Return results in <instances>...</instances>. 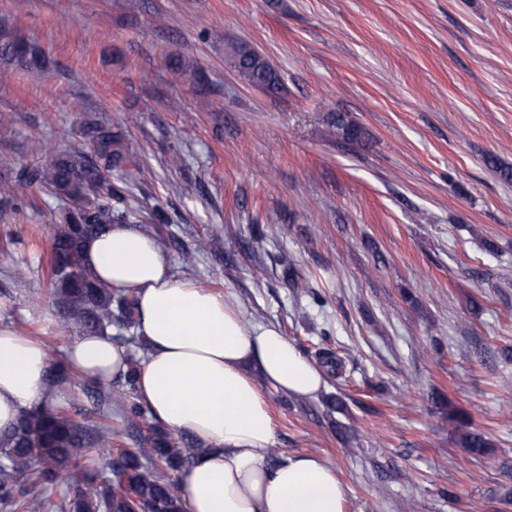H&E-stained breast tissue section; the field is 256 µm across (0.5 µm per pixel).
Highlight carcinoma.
<instances>
[{
  "mask_svg": "<svg viewBox=\"0 0 512 512\" xmlns=\"http://www.w3.org/2000/svg\"><path fill=\"white\" fill-rule=\"evenodd\" d=\"M225 56L231 66L258 89L277 93L278 73L244 44H234ZM21 64L42 68V53L8 30H0V65ZM176 73L194 80L200 74L194 60L182 54L168 58ZM332 126L344 140L361 143L364 129L342 112ZM84 131L92 154L64 151L41 167L18 172L0 182V198L17 209L35 204L33 192L44 191L63 202L62 207L41 212L53 232V300L60 317L85 333H103L115 327L114 341L126 349L128 373L114 392L105 383L90 380L84 390L87 402L97 408L103 396L112 397L119 415L135 432L134 447L118 448L112 430L90 434L65 409L36 407L20 415L10 428L0 431V508L4 512H37L45 495L62 485L70 493L52 504L55 512H182L177 483L171 475L185 471L200 448L177 439L152 421L149 410L137 400L136 375L142 356L135 336L134 298L93 278L83 261L84 241L104 233L114 224H135L137 213L126 202L129 167L136 165L139 147L109 125L87 120ZM121 178L112 180V173ZM317 365L340 377L343 357L330 348L314 354ZM463 447L483 455L488 442L480 433L462 434ZM98 457L87 455L90 446Z\"/></svg>",
  "mask_w": 512,
  "mask_h": 512,
  "instance_id": "1",
  "label": "carcinoma"
}]
</instances>
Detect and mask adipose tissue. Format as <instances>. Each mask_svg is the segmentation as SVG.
I'll use <instances>...</instances> for the list:
<instances>
[{
  "label": "adipose tissue",
  "mask_w": 512,
  "mask_h": 512,
  "mask_svg": "<svg viewBox=\"0 0 512 512\" xmlns=\"http://www.w3.org/2000/svg\"><path fill=\"white\" fill-rule=\"evenodd\" d=\"M92 276L136 300L148 348L137 394L154 420L201 451L185 472L184 512H344L345 487L313 455L272 454L273 418L263 386L315 396L321 372L272 325L248 324L238 302L175 278L155 238L116 224L83 247ZM67 362L103 381L123 378L125 350L111 337L73 340ZM48 358L37 340L0 328V429L51 396Z\"/></svg>",
  "instance_id": "1"
}]
</instances>
